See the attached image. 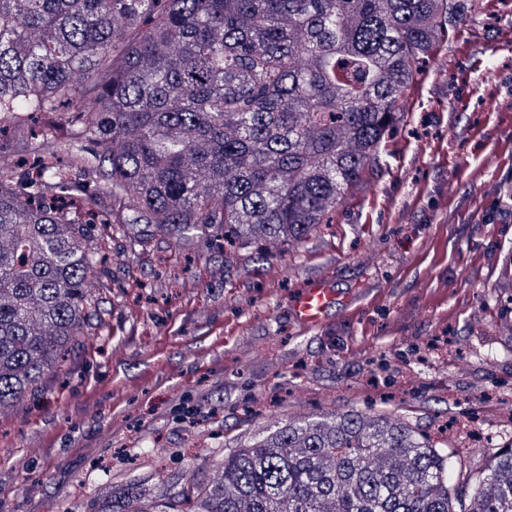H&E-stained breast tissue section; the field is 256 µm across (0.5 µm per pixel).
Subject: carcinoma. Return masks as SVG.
<instances>
[{"instance_id":"1","label":"carcinoma","mask_w":512,"mask_h":512,"mask_svg":"<svg viewBox=\"0 0 512 512\" xmlns=\"http://www.w3.org/2000/svg\"><path fill=\"white\" fill-rule=\"evenodd\" d=\"M466 2L0 0V119L76 105L34 147L66 149L67 168L0 170V410L102 320L78 199L170 247L304 239L384 172ZM450 469L405 420L352 409L275 426L215 479L131 484L91 512H456ZM465 512H512V445Z\"/></svg>"}]
</instances>
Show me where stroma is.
<instances>
[{"label":"stroma","mask_w":512,"mask_h":512,"mask_svg":"<svg viewBox=\"0 0 512 512\" xmlns=\"http://www.w3.org/2000/svg\"><path fill=\"white\" fill-rule=\"evenodd\" d=\"M388 170L307 238L225 253L91 230L104 325L0 412V512H89L142 477H213L321 413L409 421L477 478L512 444V0L435 51ZM323 280V325L290 298Z\"/></svg>","instance_id":"1"}]
</instances>
